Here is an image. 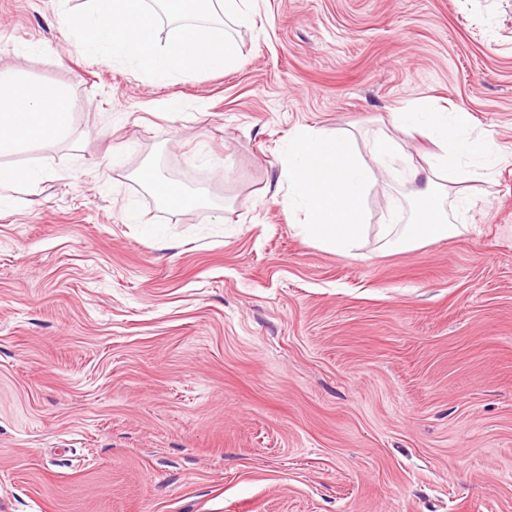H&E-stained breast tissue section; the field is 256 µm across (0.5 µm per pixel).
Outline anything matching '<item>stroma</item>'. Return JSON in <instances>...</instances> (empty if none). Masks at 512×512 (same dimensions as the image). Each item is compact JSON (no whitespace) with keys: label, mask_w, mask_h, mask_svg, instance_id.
<instances>
[{"label":"stroma","mask_w":512,"mask_h":512,"mask_svg":"<svg viewBox=\"0 0 512 512\" xmlns=\"http://www.w3.org/2000/svg\"><path fill=\"white\" fill-rule=\"evenodd\" d=\"M83 3L0 0V74L76 102L8 159L43 178L0 209V512H512V0H257L237 65L162 80L87 56ZM407 108L502 157L445 201L463 235L394 250ZM303 128L375 174L348 253L278 187ZM145 176L150 188L152 187L159 199L173 211L190 205H208V200L203 193H188L183 188H171L166 181L160 180L152 172H147Z\"/></svg>","instance_id":"obj_1"}]
</instances>
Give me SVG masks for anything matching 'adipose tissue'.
<instances>
[{
  "mask_svg": "<svg viewBox=\"0 0 512 512\" xmlns=\"http://www.w3.org/2000/svg\"><path fill=\"white\" fill-rule=\"evenodd\" d=\"M76 104L59 86L0 77V159L40 144H50L71 128ZM394 124L409 134L426 137L434 146L412 178L422 181L418 191L420 215L412 224H385L381 233L392 248L407 249L434 239L460 235L442 207L444 195L468 204L463 186L496 165L500 153L493 141L476 146L465 112L394 113ZM288 180L285 202L302 213L299 232L305 240L336 252L351 251L364 229V195L373 178L361 165L343 131L329 134L299 131L281 156Z\"/></svg>",
  "mask_w": 512,
  "mask_h": 512,
  "instance_id": "adipose-tissue-1",
  "label": "adipose tissue"
}]
</instances>
